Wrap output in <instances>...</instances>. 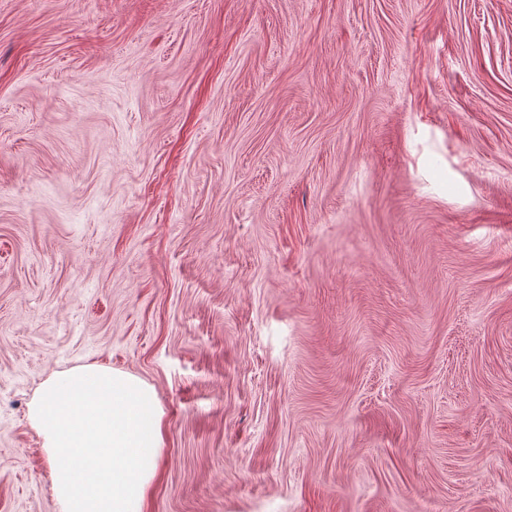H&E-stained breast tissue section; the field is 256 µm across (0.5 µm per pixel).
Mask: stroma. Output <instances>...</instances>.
Returning a JSON list of instances; mask_svg holds the SVG:
<instances>
[{
    "instance_id": "stroma-1",
    "label": "stroma",
    "mask_w": 512,
    "mask_h": 512,
    "mask_svg": "<svg viewBox=\"0 0 512 512\" xmlns=\"http://www.w3.org/2000/svg\"><path fill=\"white\" fill-rule=\"evenodd\" d=\"M86 364L145 512H512V0H0V512Z\"/></svg>"
}]
</instances>
